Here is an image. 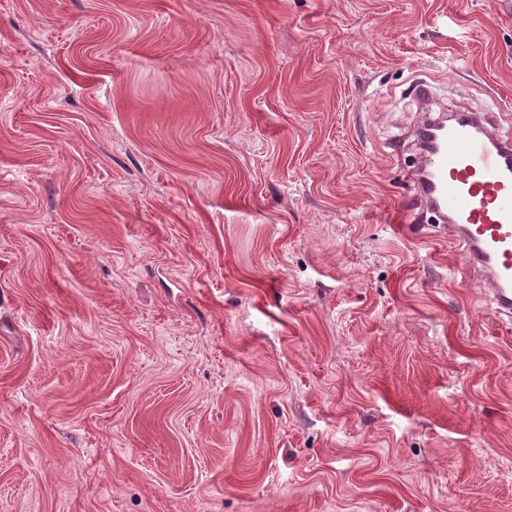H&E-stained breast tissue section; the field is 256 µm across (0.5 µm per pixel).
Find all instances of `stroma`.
Returning <instances> with one entry per match:
<instances>
[{"label":"stroma","instance_id":"stroma-1","mask_svg":"<svg viewBox=\"0 0 512 512\" xmlns=\"http://www.w3.org/2000/svg\"><path fill=\"white\" fill-rule=\"evenodd\" d=\"M418 80L512 110V0H0V512H512Z\"/></svg>","mask_w":512,"mask_h":512}]
</instances>
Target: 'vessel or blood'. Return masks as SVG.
I'll list each match as a JSON object with an SVG mask.
<instances>
[{
  "label": "vessel or blood",
  "instance_id": "1",
  "mask_svg": "<svg viewBox=\"0 0 512 512\" xmlns=\"http://www.w3.org/2000/svg\"><path fill=\"white\" fill-rule=\"evenodd\" d=\"M424 113L432 140L409 171L412 208L452 216L466 265L489 287L497 314L512 318V139L496 136L486 115L439 128Z\"/></svg>",
  "mask_w": 512,
  "mask_h": 512
}]
</instances>
